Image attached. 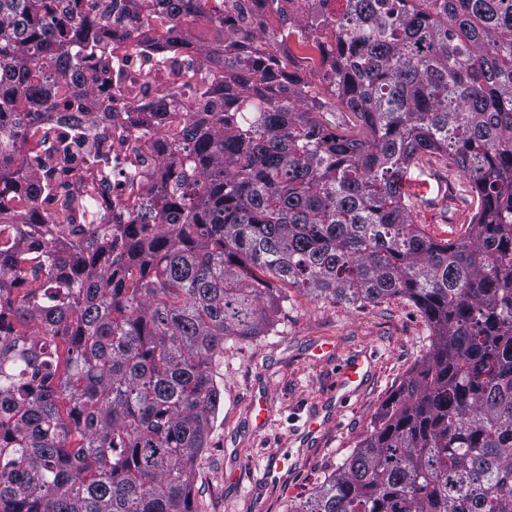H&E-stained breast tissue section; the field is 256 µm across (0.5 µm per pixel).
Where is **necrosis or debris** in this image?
I'll list each match as a JSON object with an SVG mask.
<instances>
[{"label":"necrosis or debris","instance_id":"1","mask_svg":"<svg viewBox=\"0 0 512 512\" xmlns=\"http://www.w3.org/2000/svg\"><path fill=\"white\" fill-rule=\"evenodd\" d=\"M118 66L99 71L96 75L101 91H109L111 82L127 79L128 92L112 99V116L104 121L78 122L79 105L55 111L34 138L40 143L37 157L31 160L29 172H36L40 161L46 160L59 135L79 134L88 145L107 157L112 179L98 188H91L84 168H74L68 175L64 190L83 201L76 213L78 223L90 225L92 231L112 227L122 231L133 218L124 212L123 205L130 189L148 190L152 177L140 166L131 164L135 147H142L153 158L168 152V144L159 131L155 114L160 83L174 86L184 80L188 69H202L199 59L181 51L147 44L134 37L118 49Z\"/></svg>","mask_w":512,"mask_h":512}]
</instances>
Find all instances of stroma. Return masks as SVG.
<instances>
[{
    "mask_svg": "<svg viewBox=\"0 0 512 512\" xmlns=\"http://www.w3.org/2000/svg\"><path fill=\"white\" fill-rule=\"evenodd\" d=\"M410 176L428 185L414 199L415 224L437 240L463 235L475 212L466 177L433 157ZM431 341L430 326L406 298L358 306L289 289L269 332L224 341L214 368L219 412L194 467L198 512H288L338 471ZM359 352L374 356L365 386L343 400L327 428L301 436L308 414L326 405L342 363ZM259 396L268 402L261 428L250 408ZM275 452L287 457L288 467L269 486L262 475Z\"/></svg>",
    "mask_w": 512,
    "mask_h": 512,
    "instance_id": "obj_1",
    "label": "stroma"
}]
</instances>
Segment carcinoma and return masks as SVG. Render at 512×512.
I'll list each match as a JSON object with an SVG mask.
<instances>
[{
	"label": "carcinoma",
	"instance_id": "obj_1",
	"mask_svg": "<svg viewBox=\"0 0 512 512\" xmlns=\"http://www.w3.org/2000/svg\"><path fill=\"white\" fill-rule=\"evenodd\" d=\"M303 22L237 0H127L198 53L199 112L161 126L158 192H129L139 232L79 240L73 199L40 210L56 166L12 179L32 118L80 97L131 26L95 0H0V512H197L194 465L217 417L224 339L264 333L288 285L352 304L408 298L432 329L421 363L341 469L289 512H512V0H315ZM327 44L318 82L290 41ZM348 112L353 134L327 112ZM437 154L476 213L436 241L414 224L411 168ZM50 235L21 238L19 225Z\"/></svg>",
	"mask_w": 512,
	"mask_h": 512
}]
</instances>
